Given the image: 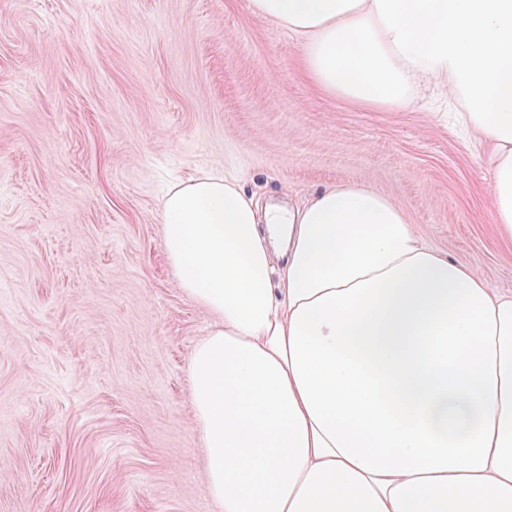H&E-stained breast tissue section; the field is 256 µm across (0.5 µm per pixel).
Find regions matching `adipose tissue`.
Listing matches in <instances>:
<instances>
[{
    "label": "adipose tissue",
    "mask_w": 512,
    "mask_h": 512,
    "mask_svg": "<svg viewBox=\"0 0 512 512\" xmlns=\"http://www.w3.org/2000/svg\"><path fill=\"white\" fill-rule=\"evenodd\" d=\"M251 6L304 37L330 95L404 109L426 79L461 102L512 244V0ZM162 216L183 292L214 317L189 372L217 512H512V294L362 184L262 212L212 171Z\"/></svg>",
    "instance_id": "1"
}]
</instances>
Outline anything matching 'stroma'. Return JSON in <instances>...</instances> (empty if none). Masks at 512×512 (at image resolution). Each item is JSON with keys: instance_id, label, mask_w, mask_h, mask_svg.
Returning a JSON list of instances; mask_svg holds the SVG:
<instances>
[{"instance_id": "35a3bbf8", "label": "stroma", "mask_w": 512, "mask_h": 512, "mask_svg": "<svg viewBox=\"0 0 512 512\" xmlns=\"http://www.w3.org/2000/svg\"><path fill=\"white\" fill-rule=\"evenodd\" d=\"M250 0H0V512H215L161 202L217 169L261 203L364 184L512 293L456 105L320 91Z\"/></svg>"}]
</instances>
